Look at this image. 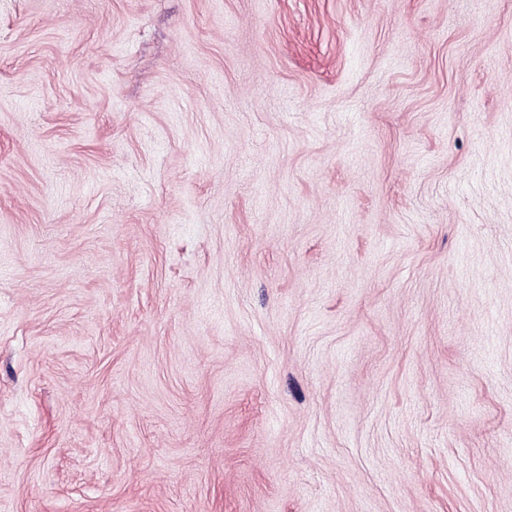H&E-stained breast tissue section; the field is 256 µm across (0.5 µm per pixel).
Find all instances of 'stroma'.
<instances>
[{
  "label": "stroma",
  "mask_w": 512,
  "mask_h": 512,
  "mask_svg": "<svg viewBox=\"0 0 512 512\" xmlns=\"http://www.w3.org/2000/svg\"><path fill=\"white\" fill-rule=\"evenodd\" d=\"M0 512H512V0H0Z\"/></svg>",
  "instance_id": "obj_1"
}]
</instances>
